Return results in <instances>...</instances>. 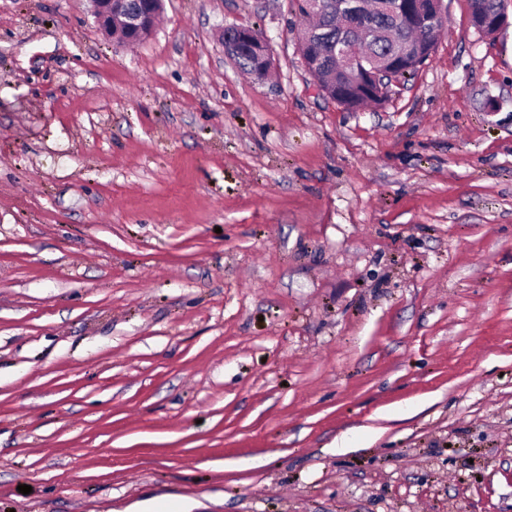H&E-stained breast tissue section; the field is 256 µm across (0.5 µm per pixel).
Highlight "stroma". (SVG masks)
I'll use <instances>...</instances> for the list:
<instances>
[{
	"label": "stroma",
	"instance_id": "stroma-1",
	"mask_svg": "<svg viewBox=\"0 0 512 512\" xmlns=\"http://www.w3.org/2000/svg\"><path fill=\"white\" fill-rule=\"evenodd\" d=\"M443 6L350 109L292 0H0V512H512V23ZM100 31L111 36L113 27L120 25L124 39L135 42L150 35L154 19L161 10V0H90ZM253 40H256L253 28L234 26L230 33L223 34L224 54L236 61L247 48L253 47ZM236 63L241 69L252 76L257 70L263 67L262 60L255 50H253L252 54H243Z\"/></svg>",
	"mask_w": 512,
	"mask_h": 512
}]
</instances>
